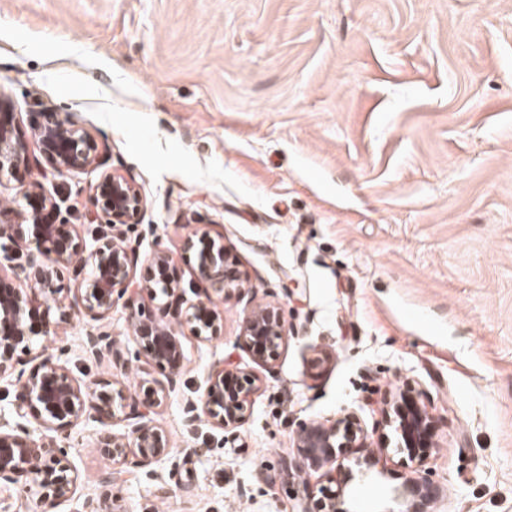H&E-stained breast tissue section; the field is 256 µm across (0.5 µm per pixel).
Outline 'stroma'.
Listing matches in <instances>:
<instances>
[{"mask_svg":"<svg viewBox=\"0 0 512 512\" xmlns=\"http://www.w3.org/2000/svg\"><path fill=\"white\" fill-rule=\"evenodd\" d=\"M0 95L23 133L57 112L100 150L95 172L0 181V209L39 184L90 247L99 172L133 173L145 206L123 233L140 263L163 250L194 299L187 240L223 237L256 302L291 326L265 370L241 339L244 304L213 298L220 336H184L181 387L154 415L167 462L112 463L77 425L60 445L80 498L301 512V481H345L359 512H380L427 473L431 512H512V0H0ZM159 308L139 293L62 325L55 345L82 381L163 379L146 354L123 372L82 348L94 332L135 349L131 310ZM220 365L258 376L250 415L187 432L184 404ZM405 392L435 420L418 465L383 413ZM347 414L367 447L332 475L295 470L299 423Z\"/></svg>","mask_w":512,"mask_h":512,"instance_id":"35a3bbf8","label":"stroma"}]
</instances>
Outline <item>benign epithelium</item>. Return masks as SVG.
Segmentation results:
<instances>
[{
	"label": "benign epithelium",
	"instance_id": "obj_1",
	"mask_svg": "<svg viewBox=\"0 0 512 512\" xmlns=\"http://www.w3.org/2000/svg\"><path fill=\"white\" fill-rule=\"evenodd\" d=\"M34 125L33 137L39 153L19 132L10 101L0 98V178L14 177L32 163L44 164L57 174L85 171L99 165L98 143L84 128L60 117L57 112H41ZM27 208L14 219L3 220L0 211V238L11 242L12 256H26L19 271L30 284L28 288H0V380L13 378L16 390L15 413L20 419L27 411L42 419L36 435H20L9 423L0 422V486L17 482L28 474L26 496L36 499L38 512H57L58 506L74 498L77 475L60 459L47 461L55 454V434L63 433L83 421L109 425L115 419L125 423V432H104L99 444L115 463L141 468L159 467L169 455L167 433L153 423L152 409L161 406L181 381L185 360L181 341L187 325L200 338L220 335L223 315L212 303L184 298V291L168 274L169 258L158 251L147 266L138 269L137 257L124 243L119 231L105 235L89 252L65 224L47 221L45 211L55 210V202L37 188L25 192ZM95 205L100 218L115 228L136 223L144 207L136 177L131 173H105L96 185ZM208 239L207 248L197 255L196 274L214 295L223 301L254 299V289L247 287L246 275L226 258L224 238ZM90 270L70 302L61 300L60 272L74 259ZM137 289H145L163 300L160 315L144 318L137 311L130 315L136 342L157 366L168 369L165 380L145 379L137 389L117 382L98 386L79 383L70 369L47 352L45 342L57 335V328L76 317L95 320L108 318L116 299L127 297L134 306ZM289 326L279 306L259 305L245 315L241 335L255 363L269 371L285 344ZM40 351L33 352V346ZM85 349L111 365L125 367L122 356L106 342L104 335H88ZM256 379L233 376L223 368L214 369L198 401L186 406V423L193 426L205 416L224 430L242 427L249 416ZM389 420L396 425L403 447L411 461L421 459V449L429 447L434 424L419 406L408 410L396 403ZM366 447V437L356 419L347 415L331 426L303 424L297 437V468L310 473L331 470L337 458L349 448ZM403 509L400 512H428L436 496L426 478L409 477L395 489ZM312 501L303 512H357L353 495L346 488L313 499L309 487L302 489ZM80 512H123L115 498H85Z\"/></svg>",
	"mask_w": 512,
	"mask_h": 512
}]
</instances>
